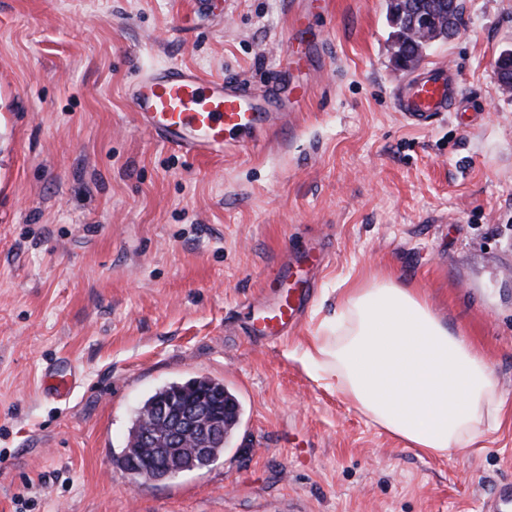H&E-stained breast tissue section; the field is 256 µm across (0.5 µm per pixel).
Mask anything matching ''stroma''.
I'll use <instances>...</instances> for the list:
<instances>
[{
	"mask_svg": "<svg viewBox=\"0 0 512 512\" xmlns=\"http://www.w3.org/2000/svg\"><path fill=\"white\" fill-rule=\"evenodd\" d=\"M459 2L422 62L476 110L410 125L385 0H328L301 111L193 158L139 126L130 87L179 64L262 96L300 0H0V512H480L512 481V0ZM308 248L311 302L260 341L266 282ZM387 278L488 363L504 405L476 444L407 447L304 359L345 288ZM202 376L241 404L223 455L135 485L137 408Z\"/></svg>",
	"mask_w": 512,
	"mask_h": 512,
	"instance_id": "35a3bbf8",
	"label": "stroma"
}]
</instances>
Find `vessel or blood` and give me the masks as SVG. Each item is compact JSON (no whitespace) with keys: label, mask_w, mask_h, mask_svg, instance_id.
<instances>
[{"label":"vessel or blood","mask_w":512,"mask_h":512,"mask_svg":"<svg viewBox=\"0 0 512 512\" xmlns=\"http://www.w3.org/2000/svg\"><path fill=\"white\" fill-rule=\"evenodd\" d=\"M326 0H307L291 25L290 52L296 68L319 61L321 48L309 37L313 23L326 12ZM307 86L282 75L268 96H252L224 78H208L182 65H165L144 74L131 91L139 124L155 138L191 157L222 154L229 146L257 145L282 114L301 108ZM459 85L450 69H421L396 93V108L417 126L431 125L441 113L454 111ZM279 294L254 322L259 336L274 339L291 328L311 286L296 276L295 263H284L270 282Z\"/></svg>","instance_id":"1"}]
</instances>
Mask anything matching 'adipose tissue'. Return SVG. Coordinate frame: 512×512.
I'll return each mask as SVG.
<instances>
[{
	"label": "adipose tissue",
	"instance_id": "ef3b65f1",
	"mask_svg": "<svg viewBox=\"0 0 512 512\" xmlns=\"http://www.w3.org/2000/svg\"><path fill=\"white\" fill-rule=\"evenodd\" d=\"M341 308L338 336L316 339L306 357L407 447L442 455L498 424L503 402L487 364L418 289L360 283L346 290Z\"/></svg>",
	"mask_w": 512,
	"mask_h": 512
}]
</instances>
